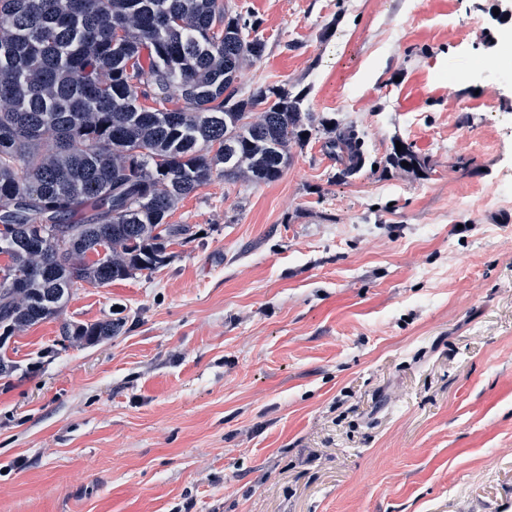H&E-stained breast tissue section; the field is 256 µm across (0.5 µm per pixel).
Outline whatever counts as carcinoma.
<instances>
[{
	"label": "carcinoma",
	"instance_id": "obj_1",
	"mask_svg": "<svg viewBox=\"0 0 512 512\" xmlns=\"http://www.w3.org/2000/svg\"><path fill=\"white\" fill-rule=\"evenodd\" d=\"M258 26L224 0H0L3 335L59 317L84 284L160 267L188 232L167 217L215 172L282 176L315 119L284 86L240 92L243 62L265 51ZM328 133L341 176L356 172L355 130ZM121 327L63 334L94 344Z\"/></svg>",
	"mask_w": 512,
	"mask_h": 512
}]
</instances>
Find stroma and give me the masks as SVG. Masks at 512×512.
<instances>
[{
    "mask_svg": "<svg viewBox=\"0 0 512 512\" xmlns=\"http://www.w3.org/2000/svg\"><path fill=\"white\" fill-rule=\"evenodd\" d=\"M497 0H224L237 84L318 124L213 176L154 272L7 339L0 512H512V19ZM353 128L342 176L323 122ZM412 146L423 172L388 162ZM122 319L95 344L63 324ZM332 136L326 141V147L331 152L346 154L347 164L342 169V176H348L356 172L362 165L363 159V142L357 136L354 129L338 130L335 126L333 129L327 130Z\"/></svg>",
    "mask_w": 512,
    "mask_h": 512,
    "instance_id": "1",
    "label": "stroma"
}]
</instances>
